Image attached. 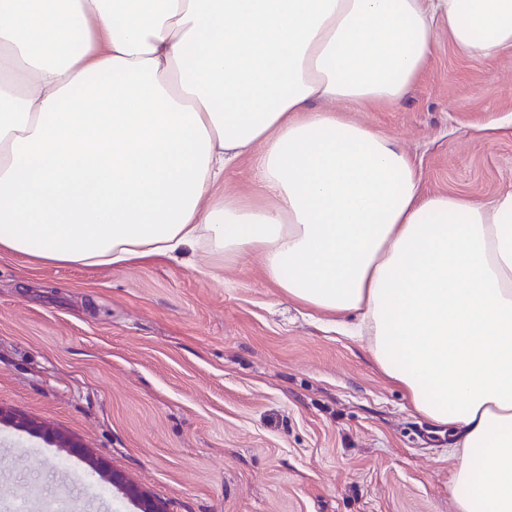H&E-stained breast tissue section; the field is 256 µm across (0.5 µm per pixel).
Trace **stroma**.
I'll return each mask as SVG.
<instances>
[{
	"label": "stroma",
	"mask_w": 512,
	"mask_h": 512,
	"mask_svg": "<svg viewBox=\"0 0 512 512\" xmlns=\"http://www.w3.org/2000/svg\"><path fill=\"white\" fill-rule=\"evenodd\" d=\"M354 120L396 138L426 191L512 186V50L447 36L410 97ZM60 267L0 252V407L47 422L167 512H456L452 437L367 340L337 334L245 254ZM83 458L0 426V512H133Z\"/></svg>",
	"instance_id": "1"
}]
</instances>
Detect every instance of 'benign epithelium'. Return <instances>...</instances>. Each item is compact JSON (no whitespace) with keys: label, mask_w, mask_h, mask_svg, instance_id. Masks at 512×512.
Wrapping results in <instances>:
<instances>
[{"label":"benign epithelium","mask_w":512,"mask_h":512,"mask_svg":"<svg viewBox=\"0 0 512 512\" xmlns=\"http://www.w3.org/2000/svg\"><path fill=\"white\" fill-rule=\"evenodd\" d=\"M0 423H7L15 429L30 432L41 436L45 441L55 445L67 454H77L85 457L89 462L91 471L97 474L101 480L121 492L137 508V512H166L163 505L142 491L124 472L117 469H109L102 460H97L86 451L83 445L65 435L58 429L35 421L22 414H7L0 408Z\"/></svg>","instance_id":"benign-epithelium-1"}]
</instances>
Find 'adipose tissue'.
I'll return each instance as SVG.
<instances>
[{
    "mask_svg": "<svg viewBox=\"0 0 512 512\" xmlns=\"http://www.w3.org/2000/svg\"><path fill=\"white\" fill-rule=\"evenodd\" d=\"M444 33L494 58L512 0H0V251L258 254L451 428L457 512H512V188L426 192L340 111L406 101ZM255 166L246 161L225 174L226 187L242 196H250L255 187Z\"/></svg>",
    "mask_w": 512,
    "mask_h": 512,
    "instance_id": "adipose-tissue-1",
    "label": "adipose tissue"
}]
</instances>
